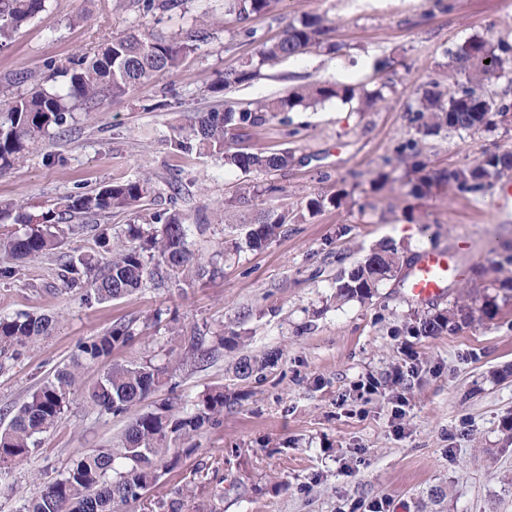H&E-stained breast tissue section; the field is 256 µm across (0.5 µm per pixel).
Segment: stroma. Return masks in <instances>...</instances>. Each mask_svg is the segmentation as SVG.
<instances>
[{
	"label": "stroma",
	"mask_w": 512,
	"mask_h": 512,
	"mask_svg": "<svg viewBox=\"0 0 512 512\" xmlns=\"http://www.w3.org/2000/svg\"><path fill=\"white\" fill-rule=\"evenodd\" d=\"M208 2L217 7L222 0H185L157 22L114 9L113 0H50L47 12L0 48V85L28 91L139 23L177 33L183 13ZM451 2L452 9L432 11L426 0H280L273 13L252 17L251 27L275 40L316 14L327 20L336 53L309 49L216 97L210 85L257 52L238 37L235 16L223 15L175 70L131 87L100 111L76 110L62 133L0 175V199L32 213L116 179L149 177L152 190L140 208L83 218L60 254H96L99 228L117 237L173 204L195 227L196 260L211 261L225 240L245 234V225L225 223L224 204L247 183L279 186L257 204L292 217L268 247L241 252L205 284L146 286L108 302L88 303L82 290L65 289L59 254L24 261L0 255V268L12 270L0 277V314L57 318L52 336L0 372V425L82 342L117 322L136 320L141 338L113 350V361L149 359L167 369L160 390L120 416L99 413L77 394L39 450L12 468L16 491L0 494V512H19L38 491L34 473L51 479L80 451L118 445L140 413L165 405L178 414L218 387L228 396L218 423L173 440L184 451L177 465L124 512H512V447L503 446L512 417V304L449 333L413 329L416 319L452 300L496 295L500 281L512 277V265L503 262L512 248V202L499 205L501 186L476 194L437 186L415 197L408 193L410 169L397 160L409 141L430 174L512 149V120L426 138L411 120L408 103L423 83L446 78L459 45L476 36L512 44V0ZM80 11L87 22H73ZM384 58L391 61L385 70ZM317 81L379 88L384 97L366 110L332 99L248 131L242 144L250 150L294 151L288 168L245 175L226 171L214 155L173 154L165 145L224 101L246 105ZM175 180L181 194L174 200ZM335 194L338 205L308 209L310 199ZM401 225L408 235H397ZM387 242L410 256L445 251L463 273L449 283L447 298L428 305L412 302L398 279L371 298L336 301L341 272ZM200 330H234L243 343L221 349L207 365L179 367L176 357ZM272 352L277 358L261 376L236 375L241 357Z\"/></svg>",
	"instance_id": "35a3bbf8"
}]
</instances>
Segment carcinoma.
Segmentation results:
<instances>
[{"label": "carcinoma", "mask_w": 512, "mask_h": 512, "mask_svg": "<svg viewBox=\"0 0 512 512\" xmlns=\"http://www.w3.org/2000/svg\"><path fill=\"white\" fill-rule=\"evenodd\" d=\"M49 0H0V46H6L21 26L48 8ZM183 0H119L118 6L130 5L143 16L167 12L182 5ZM278 0H224V12L236 15L241 24L240 36L257 44V62L224 71V76L209 87L223 93L254 79L264 65L299 56L322 43L327 32L319 16L305 15L288 26L277 41H268L248 26L253 16L273 11ZM220 19L207 16L175 36L151 30L138 34L115 36L91 59H78L61 69L64 81L59 85H38L26 93L0 90V173L24 161L42 139L53 130L63 128L70 112L81 107L95 110L105 101L120 98L129 87L154 74L174 70L181 58L199 48L209 38V28ZM512 55V45L487 38H474L453 54L452 70L465 79L462 89L453 92L437 81L422 85L407 111L415 115L418 131L423 136L443 130L478 131L488 129L504 116L512 104L495 100L486 93L469 91L480 88L492 74L505 70L504 60ZM489 63H484V60ZM360 99L371 106L383 99L379 90L362 86L322 81L300 86L286 96L265 99L254 106L224 103L222 109L202 112L169 141L175 153L204 151L219 155L224 169L247 174H269L288 167L295 161L292 152H253L246 147H233L229 140L262 127L296 108L339 99L345 103ZM409 167L417 177L409 181L414 197L427 194L436 184L446 185L460 193H475L498 182L512 171V151L493 152L469 166L448 168L431 176L424 173L425 163L412 145ZM150 180L134 178L114 181L89 192L65 197L58 211L38 217L28 214L21 205L0 206V221L13 218L15 229L0 230V252L22 261L50 254L59 249L73 225L67 220L87 215L101 216L112 211H127L147 196ZM243 239L224 241V249L208 264L194 262L191 228L186 217L175 209L153 213L150 221L128 224L123 236L111 240L107 230L97 235L100 257L68 255L61 264L59 278L67 288H81L86 296L98 302L118 300L146 284L155 288H171L180 284L192 287L213 279L221 272L219 258L237 254L243 249L261 250L282 232L288 214L274 209H260L245 220ZM406 261L398 248L382 244L362 262L355 264L336 280V298L365 299L374 295L379 285L401 272ZM471 307L453 304L418 322V332L436 336L459 326L458 319L468 318ZM56 326L48 314H0V371L10 369L37 339L48 336ZM139 338L136 321L119 322L101 336L78 346L73 360L57 369L52 377L40 383L0 428V481L6 479L12 466L26 461L40 446L38 435L53 428L65 407L82 388L85 372L119 347L133 344ZM215 347L205 345V337H193L182 361L203 365L214 358ZM274 361V355L263 358L242 357L236 374L248 379ZM166 368L152 362L112 363L96 379L87 394L88 402L97 410L119 416L146 401L163 384ZM224 390L204 393L194 408L173 416L169 408L138 415L126 428L116 448H97L78 454L72 464L54 478L41 483L37 494L23 504L22 512H121V509L148 492L158 481L159 471L168 466V440L188 437L205 425L216 422L224 413Z\"/></svg>", "instance_id": "1"}]
</instances>
